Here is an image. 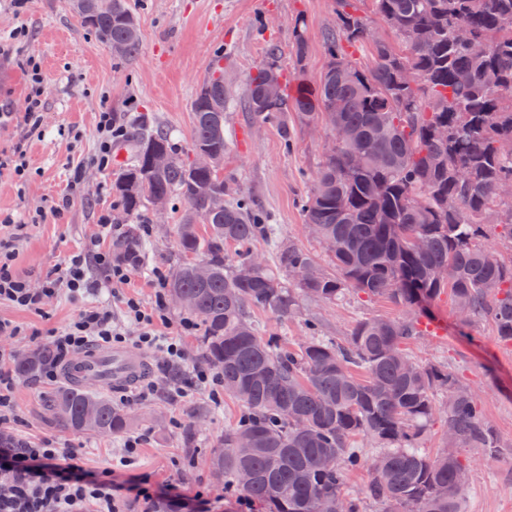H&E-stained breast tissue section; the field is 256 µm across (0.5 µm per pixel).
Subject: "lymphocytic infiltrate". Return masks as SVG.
Returning a JSON list of instances; mask_svg holds the SVG:
<instances>
[{"instance_id": "obj_1", "label": "lymphocytic infiltrate", "mask_w": 512, "mask_h": 512, "mask_svg": "<svg viewBox=\"0 0 512 512\" xmlns=\"http://www.w3.org/2000/svg\"><path fill=\"white\" fill-rule=\"evenodd\" d=\"M15 254L10 242L0 240V301L31 314H42L49 298L60 290L78 297L93 288V268L110 270L113 284L131 281L129 265L113 260L102 251L99 242H92L84 251L72 255L63 266L43 278L40 287L14 270ZM155 304L146 307L136 298L125 296L124 321L116 323L110 309L86 306L63 328L51 331L54 353L43 369L46 378H54L56 368L75 354L93 345L125 342L127 325H136L139 333L132 338L138 346L164 352L168 365L179 364L184 357L180 335L195 328L192 320H183L179 336L157 334L154 321L166 308L167 277L155 272ZM80 449L63 450L50 443L33 445L17 440L13 435L0 436V512H119L128 499L151 502H179L183 512H210L203 496L185 495L180 482H171L150 489L144 484L123 478L120 472H95L80 463Z\"/></svg>"}]
</instances>
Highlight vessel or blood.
I'll return each mask as SVG.
<instances>
[{
	"mask_svg": "<svg viewBox=\"0 0 512 512\" xmlns=\"http://www.w3.org/2000/svg\"><path fill=\"white\" fill-rule=\"evenodd\" d=\"M78 366L87 379L115 389L135 384L147 370L142 356L123 348H92L84 353Z\"/></svg>",
	"mask_w": 512,
	"mask_h": 512,
	"instance_id": "1",
	"label": "vessel or blood"
}]
</instances>
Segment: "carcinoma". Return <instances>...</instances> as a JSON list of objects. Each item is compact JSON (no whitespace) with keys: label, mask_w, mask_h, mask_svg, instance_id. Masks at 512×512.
<instances>
[{"label":"carcinoma","mask_w":512,"mask_h":512,"mask_svg":"<svg viewBox=\"0 0 512 512\" xmlns=\"http://www.w3.org/2000/svg\"><path fill=\"white\" fill-rule=\"evenodd\" d=\"M361 2L336 0V24L323 36L327 65L315 87L301 83L288 97L276 47L245 87L247 109L285 122V133L293 112L303 125L338 124L351 136L325 154L301 205L319 239L335 242V272L295 244L279 246L275 267L268 266L251 251L259 239L276 241L268 216L244 199L226 198L223 169L178 156L168 129L149 117L118 140L126 160L114 189L129 216L157 196L187 205L176 227L181 261L167 288L200 320L203 357L241 406L210 455L225 501L259 503L266 512H365L368 499L396 512H463L469 485L458 477L469 462L460 450L496 453L497 434L452 371L416 363L404 344L422 335L423 320L445 293L459 327L488 319L499 340L512 344V261L486 243L484 224L497 213L512 242V206L502 209L498 192L512 182V0H370L372 13L394 25V43L371 38ZM73 9L82 27L119 47L116 57L137 55L129 0H73ZM456 26L490 42L488 53L473 54L453 36ZM304 32V20L295 19L299 65L308 54ZM365 44L369 66L351 52ZM403 69L415 83L400 82ZM272 81L280 93L270 100ZM202 87L207 94L193 100L191 152L206 148L221 162L230 90L211 76ZM336 104L340 111H326ZM151 149L170 156L166 168H150ZM450 198L457 201L453 211ZM114 248L116 259L137 266L147 245L131 224ZM199 262L209 266L206 280L195 275ZM350 291L386 298L405 316L363 318L342 339L319 334L308 318V336L295 348L283 336L261 333L253 320L257 312L294 318L305 299L334 304ZM52 357L45 345L21 354L15 373L35 379ZM42 399L68 431L110 436L129 427V415L87 384L65 382ZM89 409L91 423L84 420ZM437 418L455 446L429 456L418 440ZM365 440L375 445L372 457ZM325 454L336 459L329 469L320 464ZM364 467L365 488L347 490L349 473ZM242 471L251 473L247 484Z\"/></svg>","instance_id":"cac0c4a2"}]
</instances>
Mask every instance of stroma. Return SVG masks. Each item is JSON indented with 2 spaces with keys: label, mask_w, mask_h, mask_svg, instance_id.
Segmentation results:
<instances>
[{
  "label": "stroma",
  "mask_w": 512,
  "mask_h": 512,
  "mask_svg": "<svg viewBox=\"0 0 512 512\" xmlns=\"http://www.w3.org/2000/svg\"><path fill=\"white\" fill-rule=\"evenodd\" d=\"M131 5L141 41L137 57L126 61L81 28L69 0H27L21 8L14 0H0V36L21 25L29 32L25 43L0 54V104L21 111L28 92L22 66L26 57L40 60L45 78L42 126L30 132L15 120L0 124V155L20 148L29 163L28 182L22 187L0 170V212L14 218L9 231L15 237V271L36 287L91 241L101 240L103 248H111L119 226L130 218L112 189L121 157L113 156L104 168L97 164L100 112H112L121 125L141 114L150 116L168 129L177 153L188 155L191 101L216 66L233 88L225 122V180L278 225L281 240L306 248L321 266H329L325 250L308 234L301 211L330 138L328 131L310 132L293 116L284 125L262 121L245 110L243 96L248 74L263 63L271 43L278 45L291 83L318 81L327 63L322 41L335 21L334 0H131ZM298 16L305 20L309 45L301 68L291 48V23ZM287 132L292 135L288 141L283 138ZM70 190L75 193L73 203L61 216H50V208ZM184 209L183 201L172 200L165 222L152 219L144 225L149 248L124 295L151 303L154 270L171 271L177 261L176 224ZM41 211L48 212L47 221L32 223V216ZM92 277L97 289L81 298L60 291L40 315L0 302V319L22 327L20 335L0 336V364L12 366L13 355L48 344L50 332L64 327L83 304L104 305L121 315L104 271L93 269ZM306 315L317 317L322 335L341 338L361 318L394 319L401 310L388 300L350 292L330 305L305 303L299 318L284 321L259 313L255 321L264 332L294 342L307 333L302 321ZM183 344L187 359L174 374L166 372L162 353L146 352L149 378L158 385L154 398L126 399L112 392L113 401L131 416L126 434L83 435L58 426L42 406V394L51 386L43 377L18 379L5 426L32 441L82 449V465L94 471L119 467L127 437L143 436L129 477L154 487L181 481L187 495L203 493L222 512L224 484L212 475L206 457L235 422L240 406L228 396L213 403L206 389L191 386L202 348L194 335L184 337ZM405 348L415 361L441 364L455 373L483 406L503 447L494 457L479 448L462 450V457L472 462L464 512H512V344L501 342L483 319L459 331L452 301L445 295L434 306L425 334L407 341ZM177 385L186 393L170 399L168 392Z\"/></svg>",
  "instance_id": "obj_1"
}]
</instances>
